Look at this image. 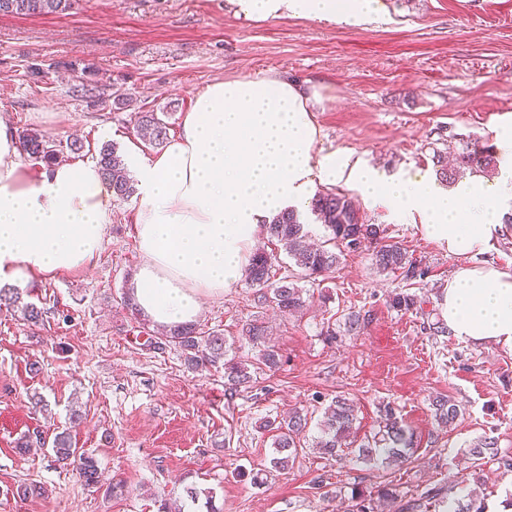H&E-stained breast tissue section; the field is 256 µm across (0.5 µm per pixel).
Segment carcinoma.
I'll use <instances>...</instances> for the list:
<instances>
[{
  "label": "carcinoma",
  "instance_id": "carcinoma-1",
  "mask_svg": "<svg viewBox=\"0 0 512 512\" xmlns=\"http://www.w3.org/2000/svg\"><path fill=\"white\" fill-rule=\"evenodd\" d=\"M75 0H0V15L43 16L63 13L72 8ZM137 136L151 146H161L168 139L169 125L155 112H139L135 124ZM20 149L31 157L51 165L56 159L55 150L49 142L36 133H22L19 136ZM462 164L471 168L488 166L491 157L475 150H466L460 154ZM97 163L104 179L112 188V199L126 201L136 193V183L130 174L126 159L113 144H104L99 150ZM310 211L316 220L331 231V240L337 246L356 249L363 241L374 244L371 253L372 263L380 272H401L403 278L413 280L423 275L415 262L409 260L405 249L398 242H389L382 236L380 228L366 223L359 210L344 194L322 191L310 201ZM267 239L271 244L281 247L294 265L300 269L301 278L316 279L331 273L339 262V254L324 246H312L307 242V225L302 222L300 212L291 209L272 218L265 225ZM274 254L263 247L256 248L245 269L244 282L257 296L259 305L272 308L283 315H294L306 305V289L295 280L286 278L279 282L274 278ZM415 294L396 293L390 299V306L398 311H409L417 306ZM21 306L24 320L33 326L43 323L44 308L33 302L21 303L19 292L0 289V307ZM345 331L357 335L364 329L365 316L351 311L344 320ZM241 336L257 349L259 364L270 371L280 365V353L268 336L267 326L258 318L242 324ZM164 344L178 349L185 367L194 372L209 367L222 366L225 382L235 388L248 389L253 383V373L249 363L229 355L230 346L223 333L213 330L206 332L196 325L182 326L162 333ZM383 425L367 443L353 451L355 462L368 468L389 466L407 455L412 449V438L406 428L394 416L392 409L384 408ZM458 405L452 400L441 398L435 403V417L447 426L459 416ZM356 421L355 407L346 398L337 396L325 408L321 423L320 436L312 447L328 457L337 456V452L349 446L350 437ZM308 424V417L295 410L285 420L269 421L264 425L272 433L273 454L269 464L275 470L291 468L299 451L303 450L300 436ZM52 452L56 461L74 469L88 486L102 482L98 461L92 455L84 453L73 445L69 432L62 431L54 435ZM497 460L499 468L508 473L512 471V456L499 455L492 440H483L469 450L471 466L481 465L485 458ZM398 494L390 488H384L377 495L370 493H352V512H375L377 504L396 508V512H421L433 503L441 512H485L484 499L477 494L468 496V500L456 496L454 492L438 488L427 495L397 504Z\"/></svg>",
  "mask_w": 512,
  "mask_h": 512
}]
</instances>
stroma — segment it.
Returning a JSON list of instances; mask_svg holds the SVG:
<instances>
[{"label": "stroma", "mask_w": 512, "mask_h": 512, "mask_svg": "<svg viewBox=\"0 0 512 512\" xmlns=\"http://www.w3.org/2000/svg\"><path fill=\"white\" fill-rule=\"evenodd\" d=\"M382 2L385 23L348 29L248 20L231 0H80L62 14L0 15V116L16 132L42 134L70 163L95 161L107 142L151 157L156 147L135 133L137 112H156L175 134L211 81L278 75L317 92L320 149L351 153L384 176L435 175L439 150L497 155L492 128L512 117V0ZM359 211L425 277L404 280L378 271L368 251L346 250L325 280L305 282L296 315L260 311L241 283L207 301L198 326L221 330L233 355L255 359L239 330L257 315L282 355L276 373H258L244 391L228 389L222 369L192 372L175 350L146 345L151 322L124 304L140 262L136 199L113 203L104 248L87 268L17 282L47 321L33 327L19 310L0 311V512H159L165 499L206 512L190 487L211 491L222 512H346L356 490L386 486L409 499L448 485L459 496L481 488L487 512H501L512 473L492 461L470 467L466 454L489 438L512 456V350L432 332L456 259L388 209ZM398 292L421 307L393 309ZM351 311L368 318L357 336L341 329ZM329 323L338 327L332 339L321 334ZM35 393L45 411L32 410ZM339 394L356 407L360 439L392 406L413 435L407 461L377 470L314 454L324 409ZM442 397L460 409L447 427L434 417ZM295 409L308 425L293 468L260 486L237 476L272 454L260 423ZM36 428L49 438L69 430L95 455L101 484L87 487L50 449L17 453ZM24 482L40 483L44 496L19 497Z\"/></svg>", "instance_id": "obj_1"}]
</instances>
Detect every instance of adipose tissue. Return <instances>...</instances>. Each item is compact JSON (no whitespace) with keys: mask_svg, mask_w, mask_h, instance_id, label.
<instances>
[{"mask_svg":"<svg viewBox=\"0 0 512 512\" xmlns=\"http://www.w3.org/2000/svg\"><path fill=\"white\" fill-rule=\"evenodd\" d=\"M256 20L341 26L378 21L381 0H232ZM495 179L474 173L444 189L427 175L384 179L348 153H321L313 96L279 77L217 79L196 93L180 133L159 154L127 158L139 190L133 226L141 262L131 295L153 325L195 324L208 299L238 284L264 222L304 211L319 185L345 181L398 219H419L458 265L439 296L460 341L512 350V271L477 263L512 212V118L493 129ZM0 118V281L86 268L104 248L112 191L99 166L59 163L28 178Z\"/></svg>","mask_w":512,"mask_h":512,"instance_id":"obj_1","label":"adipose tissue"}]
</instances>
